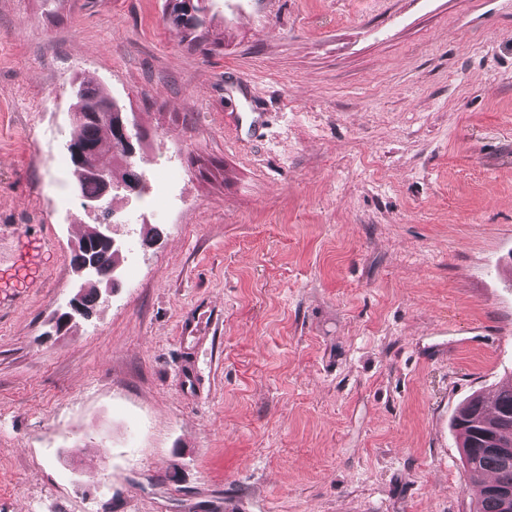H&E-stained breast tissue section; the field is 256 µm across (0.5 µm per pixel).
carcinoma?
Listing matches in <instances>:
<instances>
[{"mask_svg":"<svg viewBox=\"0 0 512 512\" xmlns=\"http://www.w3.org/2000/svg\"><path fill=\"white\" fill-rule=\"evenodd\" d=\"M76 128L68 144L77 147L92 165L99 164L100 156L112 155L121 165L132 164L131 171L144 175L142 156L130 158L124 130L140 135L138 127L127 112L110 110L111 94L101 86L84 81L73 89ZM77 195L83 200L97 199L102 194V183L93 174L73 173ZM98 268V277L86 282L81 297L83 314L80 319L92 317L93 306L101 298V285L111 276L117 261V250H109L97 241V226H89L72 251L74 269L87 262ZM452 427L461 439L460 448L472 479L491 474L493 478L479 485L476 512H512V499L503 493H512V382L502 386L493 396L473 394L455 412Z\"/></svg>","mask_w":512,"mask_h":512,"instance_id":"obj_1","label":"carcinoma"}]
</instances>
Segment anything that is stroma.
<instances>
[{"mask_svg":"<svg viewBox=\"0 0 512 512\" xmlns=\"http://www.w3.org/2000/svg\"><path fill=\"white\" fill-rule=\"evenodd\" d=\"M205 5L192 42L167 0H0V271L36 272L0 288V512H474L452 418L512 377V0ZM76 80L134 113L145 189L57 333L96 221ZM96 230L97 224L89 225L86 233L77 242L78 248H74L72 251V265L76 271L80 270L77 272L78 279L74 286L76 288L75 292L63 306V308L74 311L81 296L82 288L85 287L81 297L83 314L77 318L82 320H88L92 317L93 306L102 296L100 286L110 278L111 272L118 261V252L116 248L112 247L118 246L119 249H123L127 246L124 240L112 236V224L98 225L99 238L111 247L112 251L97 241ZM88 261L94 262L98 268V277L94 280H91L94 277L93 266L85 265ZM85 281H87L86 286Z\"/></svg>","mask_w":512,"mask_h":512,"instance_id":"1","label":"stroma"}]
</instances>
